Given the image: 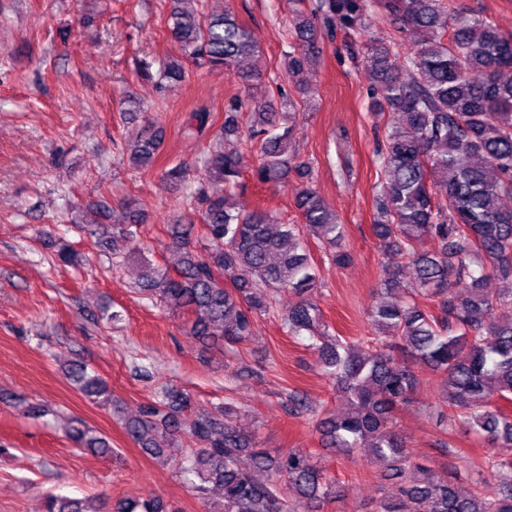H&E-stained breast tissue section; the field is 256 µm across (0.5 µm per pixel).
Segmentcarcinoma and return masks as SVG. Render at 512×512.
I'll list each match as a JSON object with an SVG mask.
<instances>
[{
	"instance_id": "obj_1",
	"label": "carcinoma",
	"mask_w": 512,
	"mask_h": 512,
	"mask_svg": "<svg viewBox=\"0 0 512 512\" xmlns=\"http://www.w3.org/2000/svg\"><path fill=\"white\" fill-rule=\"evenodd\" d=\"M306 1L290 19L288 77L313 71L324 40L340 32L369 72L371 107L386 117L373 230L399 261L377 288L384 301L368 310L375 336L353 343L332 335L316 304L317 266L308 241L320 243L336 266L349 254L336 249L345 225L313 186L295 194L297 224L260 209L245 212L231 194L208 190L211 182L237 187L248 164L247 154L224 152L228 139L257 144L252 175L259 183L287 181L295 164L289 146L296 113L278 112L250 94L225 104L224 124L200 158L202 181L191 192L200 223L167 225L177 261L160 265L141 255L143 219L129 203L118 213L102 210L109 223L89 226V234L106 230L117 267L140 256L138 292L155 306L187 314L190 335L204 343L231 348L247 341L257 317L273 309V297L288 296L283 327L310 341L349 406L343 415L319 410L325 447L349 456L365 448L401 479L376 512H512V34L452 0H298ZM170 4L167 30L176 55L164 62L162 80L185 81L191 62L223 68L248 90L260 85L262 51L234 12L207 11L203 0ZM378 14L412 37L396 60L390 44L374 35ZM210 128L204 106L183 122L189 138ZM159 145L158 131H142L131 148L132 165L151 166ZM405 267L417 284L406 294L399 287ZM490 279L503 288L488 291ZM423 367L441 386L434 411L443 429L466 430L492 445L493 492L482 483L458 491L413 458L396 433V409L429 382ZM66 373L89 401L112 405L108 383L84 362L68 363ZM190 405L186 393L162 388L124 429L156 461L178 457L180 477L198 495L223 489L224 499L209 503V512H293L297 502L321 512L338 498L336 479L308 450L272 456L238 425V408L194 414ZM66 436L79 448L112 454L109 441L85 426L68 427ZM45 512L99 510L49 493ZM111 512L171 510L149 494L120 500Z\"/></svg>"
}]
</instances>
